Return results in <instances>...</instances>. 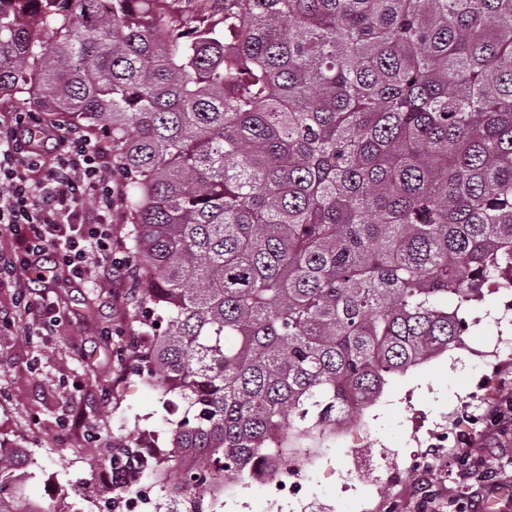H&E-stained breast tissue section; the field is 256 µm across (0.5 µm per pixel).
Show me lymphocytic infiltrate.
Wrapping results in <instances>:
<instances>
[{
    "instance_id": "1",
    "label": "lymphocytic infiltrate",
    "mask_w": 512,
    "mask_h": 512,
    "mask_svg": "<svg viewBox=\"0 0 512 512\" xmlns=\"http://www.w3.org/2000/svg\"><path fill=\"white\" fill-rule=\"evenodd\" d=\"M118 200L112 155L83 127L46 123L38 112L0 113V269L13 290L12 310L0 311V335L17 318L33 315V332L52 336L60 311L28 296L45 279L52 254L69 279L98 288L123 278L129 255L112 247Z\"/></svg>"
}]
</instances>
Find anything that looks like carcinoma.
Returning a JSON list of instances; mask_svg holds the SVG:
<instances>
[{
    "instance_id": "carcinoma-1",
    "label": "carcinoma",
    "mask_w": 512,
    "mask_h": 512,
    "mask_svg": "<svg viewBox=\"0 0 512 512\" xmlns=\"http://www.w3.org/2000/svg\"><path fill=\"white\" fill-rule=\"evenodd\" d=\"M102 2L0 0V98L112 134L179 512L303 459L512 294V0ZM112 447L126 495L141 462ZM26 464L0 451V512H27Z\"/></svg>"
}]
</instances>
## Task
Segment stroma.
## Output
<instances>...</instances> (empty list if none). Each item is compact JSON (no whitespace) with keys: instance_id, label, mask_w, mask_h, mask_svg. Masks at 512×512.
Returning a JSON list of instances; mask_svg holds the SVG:
<instances>
[{"instance_id":"obj_1","label":"stroma","mask_w":512,"mask_h":512,"mask_svg":"<svg viewBox=\"0 0 512 512\" xmlns=\"http://www.w3.org/2000/svg\"><path fill=\"white\" fill-rule=\"evenodd\" d=\"M133 285V277H126L107 294L62 276L36 282L35 294H48L63 314L56 340L45 344L20 326L0 344V443L26 449L30 499H46L52 489L66 512H107L112 475L87 455L84 434L70 425L74 416L84 417L98 445L128 437L150 460L168 450L177 414L156 384L132 369L131 342L141 334L136 302L125 297ZM503 300L499 293L487 295L472 314L469 350L449 351L395 376L375 404L314 449L301 474L299 497L275 495L258 478L238 484L221 512H385V501L393 497L400 512H419L418 479L403 458L417 446L411 421L421 412L431 427L448 434L427 476L436 501L465 505L463 483L447 467L465 440L473 441L474 458L489 463L512 458V427L473 425L460 415L465 402H478L489 414L512 398V356L489 362L470 353L512 342V320L485 317ZM105 326L118 330V337L101 336ZM393 469L399 473L395 483L387 479Z\"/></svg>"}]
</instances>
